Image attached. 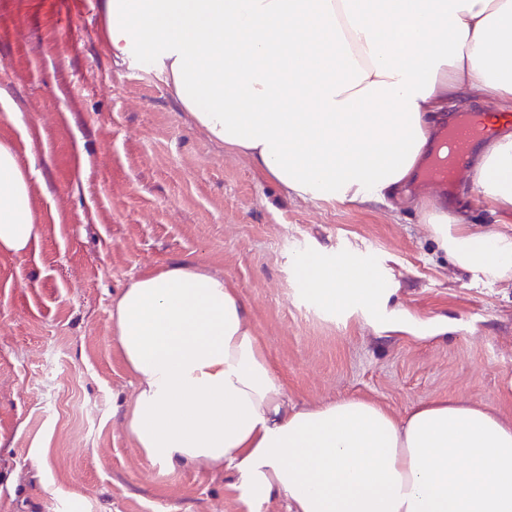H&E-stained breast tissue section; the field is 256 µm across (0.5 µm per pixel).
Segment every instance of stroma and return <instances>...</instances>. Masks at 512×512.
Segmentation results:
<instances>
[{"label": "stroma", "mask_w": 512, "mask_h": 512, "mask_svg": "<svg viewBox=\"0 0 512 512\" xmlns=\"http://www.w3.org/2000/svg\"><path fill=\"white\" fill-rule=\"evenodd\" d=\"M86 2L0 0V138L34 164L40 226L26 254L0 255V512H244L223 471L150 463L124 424L135 384L112 305L186 258L240 290L296 404L400 416L449 397L512 418V283L458 271L399 201L284 196L145 70L115 66ZM454 192L475 231L512 233L466 174ZM314 250L393 282L380 312L316 304L296 275Z\"/></svg>", "instance_id": "35a3bbf8"}]
</instances>
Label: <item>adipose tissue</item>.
Instances as JSON below:
<instances>
[{"mask_svg": "<svg viewBox=\"0 0 512 512\" xmlns=\"http://www.w3.org/2000/svg\"><path fill=\"white\" fill-rule=\"evenodd\" d=\"M113 58L168 89L216 143L288 197L361 206L412 199L451 263L512 280V234L473 232L435 197L410 198L450 103L512 112V0H101ZM473 191L512 213V132L482 146ZM40 227L30 175L0 140V253ZM318 305L372 309L374 269L305 257ZM135 394L124 422L151 462L219 468L248 512H512V419L433 399L398 418L349 398L293 404L223 275L183 260L135 278L112 308Z\"/></svg>", "mask_w": 512, "mask_h": 512, "instance_id": "obj_1", "label": "adipose tissue"}]
</instances>
